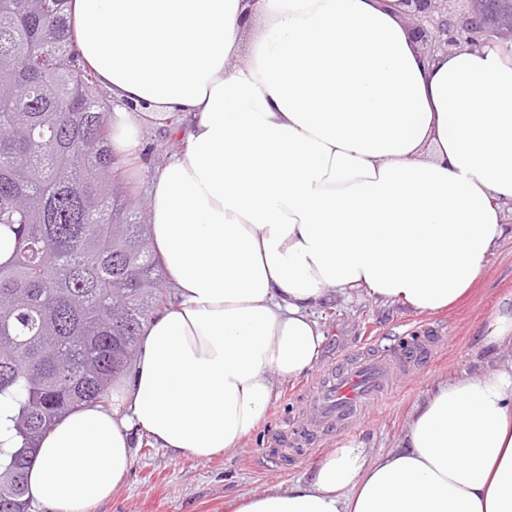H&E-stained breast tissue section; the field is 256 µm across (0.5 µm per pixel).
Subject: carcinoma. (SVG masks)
Segmentation results:
<instances>
[{"label":"carcinoma","mask_w":512,"mask_h":512,"mask_svg":"<svg viewBox=\"0 0 512 512\" xmlns=\"http://www.w3.org/2000/svg\"><path fill=\"white\" fill-rule=\"evenodd\" d=\"M65 0H0V512H28L42 434L109 400L144 324L172 302L117 179L112 104L66 33ZM507 37L512 0H474Z\"/></svg>","instance_id":"obj_1"}]
</instances>
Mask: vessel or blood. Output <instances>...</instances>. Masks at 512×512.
<instances>
[{
  "label": "vessel or blood",
  "mask_w": 512,
  "mask_h": 512,
  "mask_svg": "<svg viewBox=\"0 0 512 512\" xmlns=\"http://www.w3.org/2000/svg\"><path fill=\"white\" fill-rule=\"evenodd\" d=\"M428 352L423 337L408 336L389 353L354 359L340 374L321 378L308 393L311 418L291 429L292 442L311 445L320 431L349 423L362 412L376 408L390 382L392 362L409 366Z\"/></svg>",
  "instance_id": "b4317fda"
}]
</instances>
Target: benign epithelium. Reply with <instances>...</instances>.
<instances>
[{
	"label": "benign epithelium",
	"mask_w": 512,
	"mask_h": 512,
	"mask_svg": "<svg viewBox=\"0 0 512 512\" xmlns=\"http://www.w3.org/2000/svg\"><path fill=\"white\" fill-rule=\"evenodd\" d=\"M408 24L420 41L434 40L447 46L473 43L480 30L490 32L475 12L461 8V0H405Z\"/></svg>",
	"instance_id": "obj_1"
}]
</instances>
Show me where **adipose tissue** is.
<instances>
[{"label": "adipose tissue", "instance_id": "adipose-tissue-1", "mask_svg": "<svg viewBox=\"0 0 512 512\" xmlns=\"http://www.w3.org/2000/svg\"><path fill=\"white\" fill-rule=\"evenodd\" d=\"M112 102L114 152L177 142L147 184L174 293L129 380L43 437L27 496L89 512L131 437L196 459L240 446L275 380L319 359L315 308L360 290L437 312L463 297L512 204V46L427 56L403 0H68ZM492 370L436 383L395 447L351 440L309 478L225 512H512V310Z\"/></svg>", "mask_w": 512, "mask_h": 512}]
</instances>
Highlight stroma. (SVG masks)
Instances as JSON below:
<instances>
[{
	"mask_svg": "<svg viewBox=\"0 0 512 512\" xmlns=\"http://www.w3.org/2000/svg\"><path fill=\"white\" fill-rule=\"evenodd\" d=\"M164 128L144 134L140 168L123 166L120 177L140 219H147L146 184L153 172L175 151ZM512 303V213L505 233L485 262L470 294L437 313L418 312L402 305L376 303L354 292L314 309L325 334L316 367L294 381L277 382V396L259 426L240 448L211 459H195L168 448L151 446L146 438L133 441L132 465L118 491L92 512H225L226 499L247 495L272 485H290L305 477L328 452L346 441H363L369 454L392 448L410 413L436 383L462 373L490 369L494 356L483 348L488 325L504 305ZM429 336L437 341L432 358L382 397L380 407L343 429L324 433L297 461L284 463L263 450L284 424H301L309 416L306 391L318 378L348 359L384 353L402 336Z\"/></svg>",
	"mask_w": 512,
	"mask_h": 512,
	"instance_id": "obj_1",
	"label": "stroma"
}]
</instances>
